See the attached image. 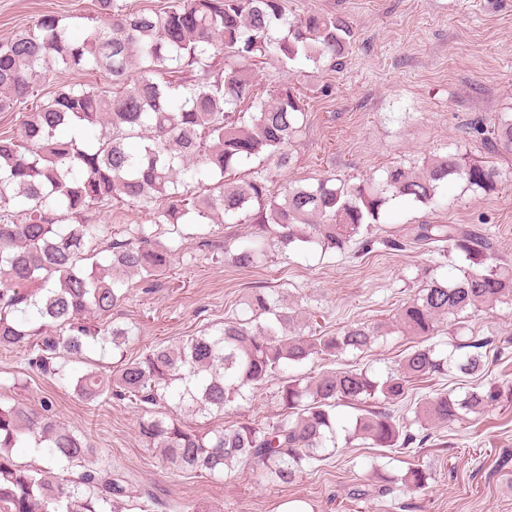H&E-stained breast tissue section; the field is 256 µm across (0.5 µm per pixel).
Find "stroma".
Returning a JSON list of instances; mask_svg holds the SVG:
<instances>
[{
    "instance_id": "1",
    "label": "stroma",
    "mask_w": 512,
    "mask_h": 512,
    "mask_svg": "<svg viewBox=\"0 0 512 512\" xmlns=\"http://www.w3.org/2000/svg\"><path fill=\"white\" fill-rule=\"evenodd\" d=\"M288 12L343 17L357 40L336 68L275 60L255 67L262 91L297 88L307 118L288 167L254 159L242 173H264L277 186L332 173L357 182L399 163L419 169L433 155L461 150L498 169L494 190L475 194L458 181L443 191L439 206L394 203L381 226L404 235L423 223L467 224L512 263V154L489 153L473 132L512 113V0H288ZM45 13L62 16L80 38L96 7L94 0H0V43ZM93 218L106 242L126 226L151 225L175 260L151 284L132 279L128 298L111 317H90L96 327L116 322L135 326L138 334L114 351L89 347L84 361L72 365L78 374L106 376L159 343L222 326L242 314L259 288L288 295L303 322L320 332L360 322L390 325L399 302L416 294L429 271L443 263L426 250L378 244L359 255L274 250L261 266L243 269L225 259L224 248L249 241V225L223 223L213 233L188 224L175 235L155 226L152 213L126 202L96 207ZM475 336L495 345L481 383L501 391L498 405L432 429L423 445L404 453L338 441L330 458L304 466L290 483L261 481L246 471L213 477L165 467L139 437L138 406H87L72 387L31 370L21 348L0 349V397L32 407L52 399L60 422L87 437L98 467L125 480L145 512H181L186 504L199 512H279L289 502L307 512H512V308L503 304L478 313L461 332L445 323L435 341L451 353ZM412 344V337L393 332L364 351L336 357L334 365L382 377ZM276 390L268 384L221 416L185 413L181 419L202 431L244 420L262 426L280 413ZM378 465L398 475L418 465L432 480L422 492L400 486L380 496L367 489ZM358 488L364 496H355Z\"/></svg>"
}]
</instances>
